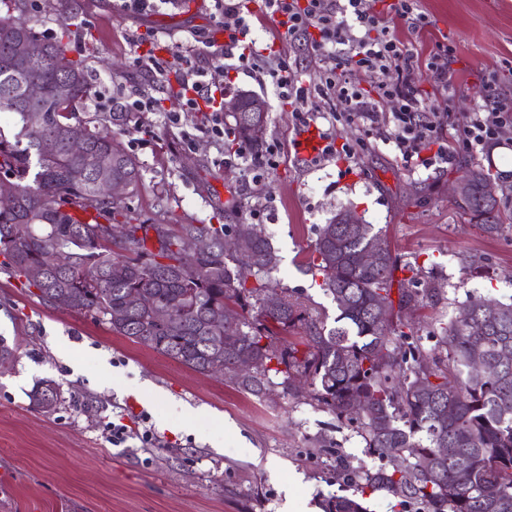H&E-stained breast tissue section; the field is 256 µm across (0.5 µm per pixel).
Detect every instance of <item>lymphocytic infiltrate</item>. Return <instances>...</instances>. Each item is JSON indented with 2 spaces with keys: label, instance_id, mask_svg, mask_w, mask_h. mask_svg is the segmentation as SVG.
<instances>
[{
  "label": "lymphocytic infiltrate",
  "instance_id": "obj_1",
  "mask_svg": "<svg viewBox=\"0 0 512 512\" xmlns=\"http://www.w3.org/2000/svg\"><path fill=\"white\" fill-rule=\"evenodd\" d=\"M264 8L282 29L285 38L302 40L310 56L332 57L334 68L317 70L310 86H302L297 70L286 57L263 55L252 36L250 0H213L212 17L227 32L229 41L218 47L208 41L200 45L173 44L168 58L150 57L156 76L176 73L178 98L187 111L209 113V132L224 135V105L204 89L208 69L224 70L226 61L237 60L250 69L259 56H266L268 74L279 97L294 101L292 117L297 126L316 121L315 109L306 107L308 92L348 105L346 120L360 122L384 144L393 146L405 164L418 170L447 163L459 152L475 153L500 144L512 134V95L502 93L496 74L487 78L488 93L463 124L449 126L448 111H431L410 76L426 69L434 87L442 92L454 88L452 56L447 46H438L420 56L413 40L420 37L430 20L416 0H393L388 11L375 7V0H263ZM404 23L412 38L403 41L394 33L393 21ZM394 72L395 81L364 88L356 72ZM392 102V112L379 109Z\"/></svg>",
  "mask_w": 512,
  "mask_h": 512
}]
</instances>
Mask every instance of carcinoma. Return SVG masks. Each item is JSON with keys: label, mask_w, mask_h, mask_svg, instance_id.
Returning a JSON list of instances; mask_svg holds the SVG:
<instances>
[{"label": "carcinoma", "mask_w": 512, "mask_h": 512, "mask_svg": "<svg viewBox=\"0 0 512 512\" xmlns=\"http://www.w3.org/2000/svg\"><path fill=\"white\" fill-rule=\"evenodd\" d=\"M39 39L29 22L0 15V61L11 56L21 38ZM47 53L59 59L61 71L38 62L31 69L48 83L72 75L63 100L30 103L0 95V181L17 193V204L0 209V255L4 265L38 290L46 303L57 294L72 299L71 310L92 312L112 332L146 345L196 372L208 373L215 362L224 376L257 396L280 385L294 395L292 377L305 379L309 396L339 421L348 420L354 402L364 404L360 435L366 452L386 461L375 471L343 461L338 473L356 486L350 496L321 503L322 512H370L367 488L386 489L414 505L415 512H512V302L474 297L440 330L430 332L441 355L424 348L422 337L408 329L405 311L432 302L439 286L431 281L416 290L402 287L396 272L418 275V269L395 257L374 231L362 224L352 233L332 219L319 229L311 268L321 274L325 291L336 305V327L323 322L287 292L269 290L266 279L277 266L267 237L247 224H149L123 200H111L98 186L97 159L112 157V176L136 194L141 166L109 124L124 125L128 112H111L96 125L73 119L75 104L88 93L87 71L67 57V46L43 40ZM36 109L44 121L27 125L24 113ZM224 123L227 141L263 146L269 113L234 112ZM83 133L82 154L68 146L70 129ZM474 192L453 199L454 206L487 234L512 228V214L491 195L495 181L480 167H469ZM91 208L102 221L86 224L66 208ZM125 231L120 250L102 236L105 224ZM252 232L245 247L262 258L245 269L224 251L229 232ZM186 236L206 237L208 250L185 254ZM380 247L376 264L364 266L358 256ZM197 275L185 278L183 265ZM254 300L258 317L240 309ZM299 328L303 335L288 342L282 334ZM246 354L249 373L236 362ZM33 407L43 410L61 402L59 386L39 382L30 393Z\"/></svg>", "instance_id": "obj_1"}]
</instances>
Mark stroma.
Masks as SVG:
<instances>
[{"label": "stroma", "instance_id": "stroma-1", "mask_svg": "<svg viewBox=\"0 0 512 512\" xmlns=\"http://www.w3.org/2000/svg\"><path fill=\"white\" fill-rule=\"evenodd\" d=\"M417 4L432 25L416 50L425 56L447 45L458 75L447 98L426 70H416L426 99H450L453 122L463 123L482 103L489 73L512 92V0ZM251 8L258 43L282 52L300 74L334 67L333 58L312 60L303 42L285 39L262 0ZM23 9L45 38L67 44L103 94L120 100L146 91L160 98L161 111L137 113L117 128L143 168V184L127 201L142 218L258 224L279 259L273 286L287 289L329 328L336 307L309 265L319 228L350 204L393 254L422 266L417 288L440 283L436 301L407 315L420 334L453 319L468 297L512 300V232L491 236L468 223L450 193L464 163H476L493 175L512 211V169H502L498 150L415 171L354 121L336 127L340 141L357 145L353 158L301 164L288 104L269 76L241 74L225 78V88L261 97L269 124L261 152L239 159L223 140L204 134L205 113L184 111L171 84L133 63L135 35L213 38L209 0H167L143 14L119 9L116 0H23ZM169 111L180 114V126L166 122ZM0 336L17 347L15 360L0 365V512H282L288 494L296 512H322L324 498L355 490L338 477L336 461L355 465L365 457L356 422H338L279 386L259 398L224 377L198 373L114 334L99 315L45 304L2 267ZM104 363L109 373H101ZM43 379L56 381L62 394L51 413L29 400ZM191 409L197 417L183 427L182 413ZM116 423L128 431L117 447ZM146 433L151 442H143Z\"/></svg>", "mask_w": 512, "mask_h": 512}]
</instances>
